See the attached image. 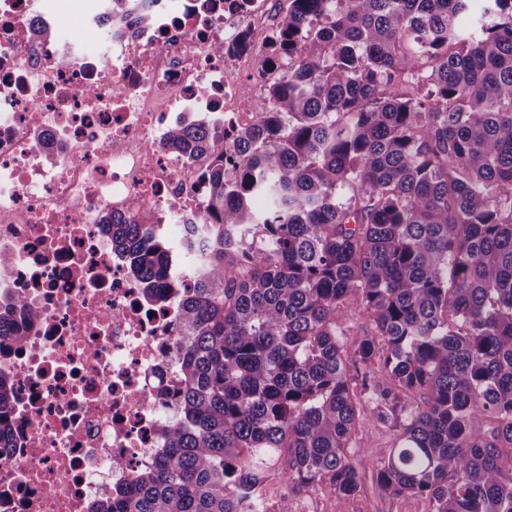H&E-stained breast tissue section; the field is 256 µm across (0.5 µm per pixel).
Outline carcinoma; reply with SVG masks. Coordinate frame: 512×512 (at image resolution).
Segmentation results:
<instances>
[{"instance_id":"1","label":"carcinoma","mask_w":512,"mask_h":512,"mask_svg":"<svg viewBox=\"0 0 512 512\" xmlns=\"http://www.w3.org/2000/svg\"><path fill=\"white\" fill-rule=\"evenodd\" d=\"M112 2L110 31L149 20ZM487 2L474 24L471 0H288L268 64L291 66L233 171L213 158L186 243L179 418L92 512H296L303 490L356 495L369 468L428 512H512V0ZM169 145L213 140L187 123ZM148 224L112 225V245L163 306ZM27 318L1 307L0 337ZM16 393L1 375L0 419ZM363 417L395 447H353Z\"/></svg>"}]
</instances>
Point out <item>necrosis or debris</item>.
<instances>
[{"label": "necrosis or debris", "instance_id": "4bbe7bcc", "mask_svg": "<svg viewBox=\"0 0 512 512\" xmlns=\"http://www.w3.org/2000/svg\"><path fill=\"white\" fill-rule=\"evenodd\" d=\"M285 5L151 0L149 22L129 15L92 54L41 0H0V305L33 315L22 343L0 338L17 388L0 512H89L155 463L178 417L181 234L200 221L210 161L168 133L195 116L235 158L237 131L262 118L269 15ZM148 212L169 245L157 310L106 224Z\"/></svg>", "mask_w": 512, "mask_h": 512}]
</instances>
